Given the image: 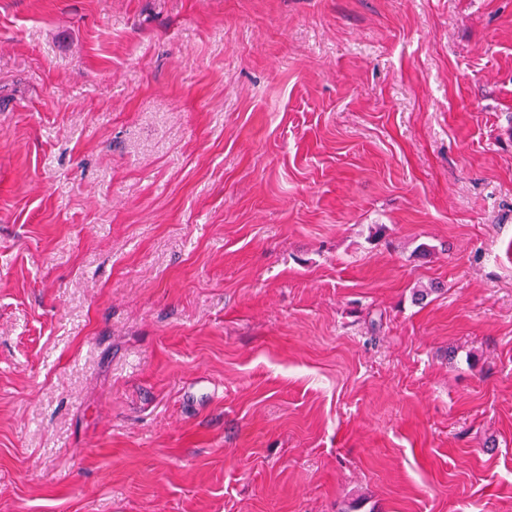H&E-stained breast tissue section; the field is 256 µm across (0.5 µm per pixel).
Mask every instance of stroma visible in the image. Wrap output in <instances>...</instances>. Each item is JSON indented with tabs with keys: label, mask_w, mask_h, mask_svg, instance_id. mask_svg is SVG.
I'll return each instance as SVG.
<instances>
[{
	"label": "stroma",
	"mask_w": 512,
	"mask_h": 512,
	"mask_svg": "<svg viewBox=\"0 0 512 512\" xmlns=\"http://www.w3.org/2000/svg\"><path fill=\"white\" fill-rule=\"evenodd\" d=\"M0 512H512V0H0Z\"/></svg>",
	"instance_id": "stroma-1"
}]
</instances>
